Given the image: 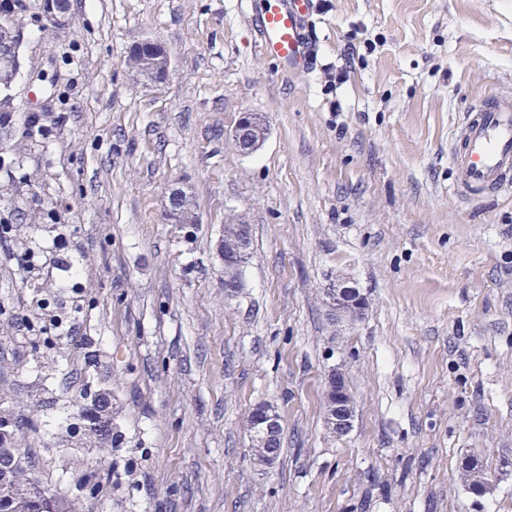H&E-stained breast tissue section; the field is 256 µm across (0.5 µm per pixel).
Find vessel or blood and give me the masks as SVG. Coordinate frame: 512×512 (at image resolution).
Returning a JSON list of instances; mask_svg holds the SVG:
<instances>
[{
    "label": "vessel or blood",
    "instance_id": "vessel-or-blood-1",
    "mask_svg": "<svg viewBox=\"0 0 512 512\" xmlns=\"http://www.w3.org/2000/svg\"><path fill=\"white\" fill-rule=\"evenodd\" d=\"M261 53L288 72L308 68L318 0H249ZM461 197L512 190V95H485L465 113L450 143Z\"/></svg>",
    "mask_w": 512,
    "mask_h": 512
}]
</instances>
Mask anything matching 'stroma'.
<instances>
[{"instance_id": "1", "label": "stroma", "mask_w": 512, "mask_h": 512, "mask_svg": "<svg viewBox=\"0 0 512 512\" xmlns=\"http://www.w3.org/2000/svg\"><path fill=\"white\" fill-rule=\"evenodd\" d=\"M243 8L70 0L64 28L19 17L0 156L35 185L0 208L45 212L19 237L65 234L76 273H24L0 246V408L23 403L43 482L85 512H512V193L457 198L448 150L476 96L512 92V0H319L302 75L259 53ZM146 38L169 56L154 89L128 63ZM246 113L265 127L250 153L231 136ZM175 186L194 229L166 221ZM232 221L252 245L228 299ZM337 277L366 295L362 320L330 314ZM336 368L357 403L341 438L324 421ZM104 391L102 461L81 414ZM264 401L282 444L262 476L246 419ZM462 475L470 490L480 494L486 490L485 467L477 457L469 456L461 463Z\"/></svg>"}]
</instances>
